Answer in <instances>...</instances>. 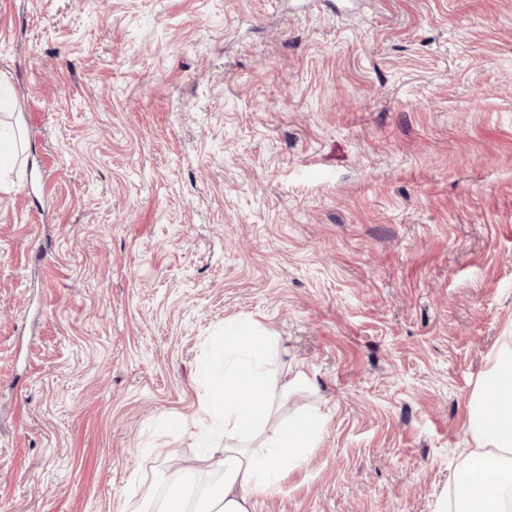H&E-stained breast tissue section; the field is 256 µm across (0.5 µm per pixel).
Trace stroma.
Instances as JSON below:
<instances>
[{
	"label": "stroma",
	"instance_id": "obj_1",
	"mask_svg": "<svg viewBox=\"0 0 512 512\" xmlns=\"http://www.w3.org/2000/svg\"><path fill=\"white\" fill-rule=\"evenodd\" d=\"M0 512L214 476L224 325L312 389L255 512H436L512 328V0H0Z\"/></svg>",
	"mask_w": 512,
	"mask_h": 512
}]
</instances>
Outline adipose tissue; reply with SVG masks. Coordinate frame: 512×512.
I'll return each mask as SVG.
<instances>
[{
    "label": "adipose tissue",
    "instance_id": "obj_1",
    "mask_svg": "<svg viewBox=\"0 0 512 512\" xmlns=\"http://www.w3.org/2000/svg\"><path fill=\"white\" fill-rule=\"evenodd\" d=\"M266 342L255 323L225 324L224 380L208 397L228 439L209 456L221 480L190 502L182 485H171L158 512H254L255 498L316 446L323 425L316 412L268 426L275 406L309 380L301 372H280L261 351ZM463 429L470 446L448 481L441 512H512V330L466 405Z\"/></svg>",
    "mask_w": 512,
    "mask_h": 512
}]
</instances>
